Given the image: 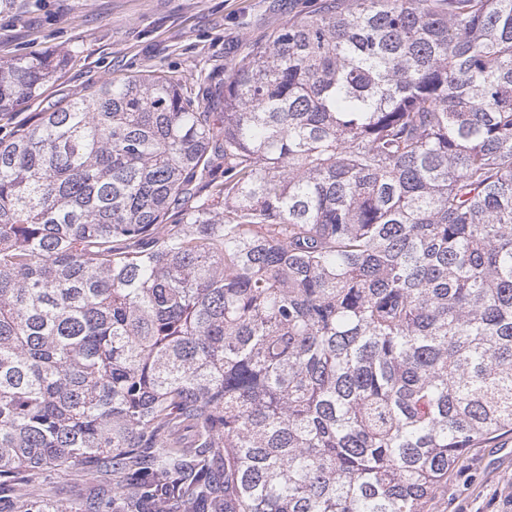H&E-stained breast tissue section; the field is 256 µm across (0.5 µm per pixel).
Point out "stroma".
I'll return each mask as SVG.
<instances>
[{
  "label": "stroma",
  "mask_w": 512,
  "mask_h": 512,
  "mask_svg": "<svg viewBox=\"0 0 512 512\" xmlns=\"http://www.w3.org/2000/svg\"><path fill=\"white\" fill-rule=\"evenodd\" d=\"M320 0H16L0 12V60L33 51L65 55L68 64L42 95L0 121V130L87 94L115 77L164 71L199 93L294 16ZM97 486L77 468L40 492L69 502ZM499 501H491L492 489ZM433 512H512V433L468 449L448 476Z\"/></svg>",
  "instance_id": "1"
}]
</instances>
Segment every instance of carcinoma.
Returning a JSON list of instances; mask_svg holds the SVG:
<instances>
[{
    "label": "carcinoma",
    "instance_id": "obj_1",
    "mask_svg": "<svg viewBox=\"0 0 512 512\" xmlns=\"http://www.w3.org/2000/svg\"><path fill=\"white\" fill-rule=\"evenodd\" d=\"M205 96L0 137V512H428L512 431V0H323ZM97 484L98 481L80 466L67 474L54 475L39 486V491L52 500L65 503L92 495Z\"/></svg>",
    "mask_w": 512,
    "mask_h": 512
}]
</instances>
